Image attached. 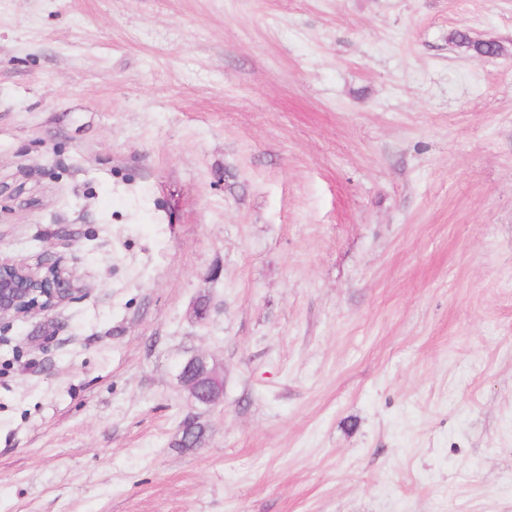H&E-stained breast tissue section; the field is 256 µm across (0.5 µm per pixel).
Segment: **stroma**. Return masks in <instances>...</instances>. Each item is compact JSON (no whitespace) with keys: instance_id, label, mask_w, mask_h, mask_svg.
<instances>
[{"instance_id":"obj_1","label":"stroma","mask_w":512,"mask_h":512,"mask_svg":"<svg viewBox=\"0 0 512 512\" xmlns=\"http://www.w3.org/2000/svg\"><path fill=\"white\" fill-rule=\"evenodd\" d=\"M59 252L0 512H512V0H0V260ZM451 41L456 46L466 47L481 56H497L502 52V47L496 42L473 40L468 32L462 30L456 31ZM185 368L180 373L181 383L196 402L214 405L223 399L224 378L214 367L197 377H182Z\"/></svg>"}]
</instances>
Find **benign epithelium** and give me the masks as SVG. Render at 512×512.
<instances>
[{"label":"benign epithelium","instance_id":"obj_1","mask_svg":"<svg viewBox=\"0 0 512 512\" xmlns=\"http://www.w3.org/2000/svg\"><path fill=\"white\" fill-rule=\"evenodd\" d=\"M82 288L65 275L58 260L0 261V328L12 320L38 312L47 313L72 300ZM181 383L195 401L214 405L223 399L224 378L212 368L197 377L184 376Z\"/></svg>","mask_w":512,"mask_h":512}]
</instances>
